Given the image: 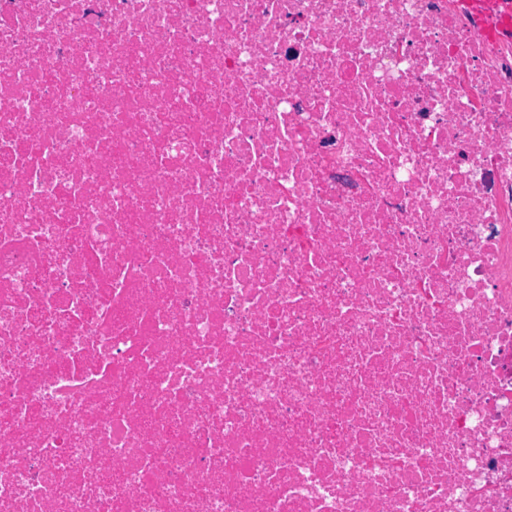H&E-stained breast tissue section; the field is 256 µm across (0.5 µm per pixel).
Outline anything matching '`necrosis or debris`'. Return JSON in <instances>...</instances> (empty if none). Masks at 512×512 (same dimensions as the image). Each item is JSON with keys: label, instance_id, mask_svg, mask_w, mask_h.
I'll list each match as a JSON object with an SVG mask.
<instances>
[{"label": "necrosis or debris", "instance_id": "necrosis-or-debris-1", "mask_svg": "<svg viewBox=\"0 0 512 512\" xmlns=\"http://www.w3.org/2000/svg\"><path fill=\"white\" fill-rule=\"evenodd\" d=\"M0 512H512V35L0 0Z\"/></svg>", "mask_w": 512, "mask_h": 512}]
</instances>
